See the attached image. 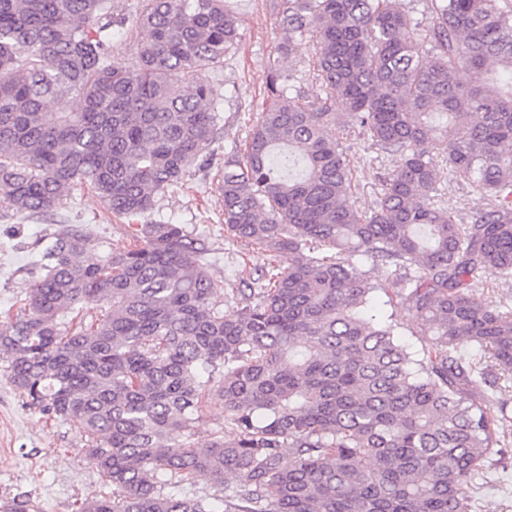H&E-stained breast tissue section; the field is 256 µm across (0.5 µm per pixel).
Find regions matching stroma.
<instances>
[{
	"label": "stroma",
	"instance_id": "35a3bbf8",
	"mask_svg": "<svg viewBox=\"0 0 512 512\" xmlns=\"http://www.w3.org/2000/svg\"><path fill=\"white\" fill-rule=\"evenodd\" d=\"M236 17L240 41L224 62V72L214 81V97L220 103L224 129L209 150L226 158L266 102L272 68L297 67L302 89L308 96L322 87L312 66L313 38L294 40L290 57H280L276 45L285 37L273 0H224ZM336 138L346 150L356 188L352 204L370 205L381 192L379 175L384 169L356 133L337 130ZM220 179L215 170L191 169L182 186L163 196L142 223L170 222L182 225L187 234L200 238L209 250V274L224 283L219 309L229 314L238 307L236 288L241 266H264L266 255L247 249L224 230L220 202ZM440 194L460 222H468L486 208L488 199L477 191L464 173L441 180ZM76 226L91 235V261L129 247L132 238L126 222L110 218L99 198L90 190L64 200L52 211L23 218L0 198V312L23 298L32 283L28 268L40 238ZM88 442L76 421L49 420L26 407L7 378L0 360V497L27 493L38 512H76L82 499L100 489L101 479L90 458ZM476 512H512V465L489 469L487 484L475 490Z\"/></svg>",
	"mask_w": 512,
	"mask_h": 512
}]
</instances>
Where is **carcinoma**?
I'll use <instances>...</instances> for the list:
<instances>
[{
  "label": "carcinoma",
  "mask_w": 512,
  "mask_h": 512,
  "mask_svg": "<svg viewBox=\"0 0 512 512\" xmlns=\"http://www.w3.org/2000/svg\"><path fill=\"white\" fill-rule=\"evenodd\" d=\"M426 8L424 26L399 0H283L277 53L314 37L323 95L275 70L224 160V230L268 255L239 274L237 313L218 310L224 282L179 224H131L133 245L96 264L78 260L93 239L76 227L38 251L0 358L29 408L83 426L103 491L77 512H473L476 476L512 454L489 397L512 382V311L480 297L512 279V0ZM127 22L112 0H0V197L16 213L87 188L130 221L214 167L235 16L224 0H141L150 37L123 68L109 56ZM336 125L394 158L367 210L349 202ZM439 156L488 197L468 224L441 200ZM376 292L415 316L419 349L372 312ZM214 394L224 427L199 441Z\"/></svg>",
  "instance_id": "obj_1"
}]
</instances>
